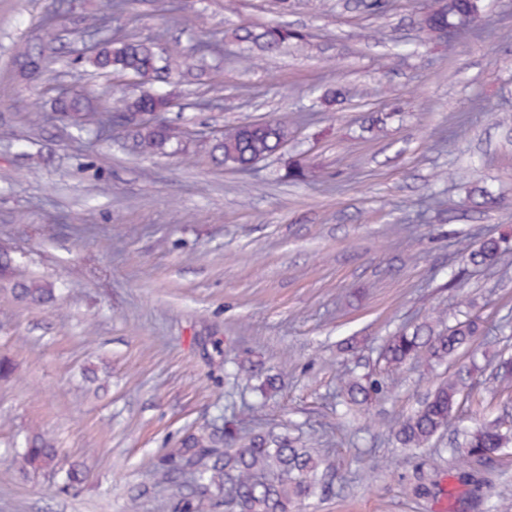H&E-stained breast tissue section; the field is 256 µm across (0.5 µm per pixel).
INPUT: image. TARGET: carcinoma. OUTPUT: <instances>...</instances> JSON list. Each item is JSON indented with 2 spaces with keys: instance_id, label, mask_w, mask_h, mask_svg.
Returning <instances> with one entry per match:
<instances>
[{
  "instance_id": "1",
  "label": "carcinoma",
  "mask_w": 512,
  "mask_h": 512,
  "mask_svg": "<svg viewBox=\"0 0 512 512\" xmlns=\"http://www.w3.org/2000/svg\"><path fill=\"white\" fill-rule=\"evenodd\" d=\"M129 0H106L99 14L84 20L85 27L95 32L102 28L108 14L123 12ZM484 0H448V4L430 8L420 16V29L426 40L453 49L454 43L444 40L450 26H466L478 19L484 11ZM234 38L256 48L263 54H273L291 41L305 38L299 30L278 23L260 27L243 25L236 29ZM202 58L221 53L219 44L199 42L191 48L175 47L165 53L156 50L154 42L134 34L119 38L106 37L85 57L95 70L112 77L135 75L142 78L137 94L121 96L113 105L84 93L65 94L54 98L57 119L79 132L93 131L103 137L112 129L114 117L135 108L148 114L170 111L173 101L164 86L172 76L181 73L191 54ZM56 50L51 41L38 44L23 43L16 48L15 60L22 71L32 61L43 66L55 61ZM135 147L141 155L162 151L173 140L169 125L164 122H146L132 129ZM288 116L272 122H252L231 125L213 138L209 158L217 166L230 167L238 172L250 171L252 162L279 151L288 142ZM471 197L476 207L489 210L497 205V198L486 188L475 185ZM508 239L485 235L474 243L462 244L461 255L473 267H492L500 263L509 250ZM15 296L34 306L50 303L53 289L33 279L17 280L13 284ZM482 329V321L473 317L458 321L440 330L417 326L390 336L382 352L387 370L400 369L409 361L431 367L455 357L467 348ZM495 395L512 394V355L500 354L495 367ZM469 375L461 373L441 380L420 406L398 422L394 438L402 448L419 449L429 444L448 428L468 388ZM384 390V381L374 375H350L343 380L341 393L346 402L366 409ZM463 440L452 454L460 460L482 459L512 442V428L499 419H485L475 427L462 431ZM23 469L64 473L57 487L65 492L82 482L77 466L65 469L59 449L51 439L36 432L29 436L22 453ZM321 451L272 429L239 435L232 420L224 421L223 428L208 426L198 433L181 439L176 447L161 459L159 480L180 477L191 478L189 491L175 502L160 504V512H207L214 493L224 494V512H291L297 502L323 493L330 487L327 469L323 468Z\"/></svg>"
}]
</instances>
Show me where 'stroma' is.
<instances>
[{"instance_id": "1", "label": "stroma", "mask_w": 512, "mask_h": 512, "mask_svg": "<svg viewBox=\"0 0 512 512\" xmlns=\"http://www.w3.org/2000/svg\"><path fill=\"white\" fill-rule=\"evenodd\" d=\"M103 2L0 0V250L57 296L32 307L0 278V359L13 367L0 378V512H158L186 489L156 483L165 451L239 411L246 429L319 441L332 489L293 512H512V447L461 463L455 429L415 451L392 436L474 363L460 415L512 422V398L490 397L495 357L512 353V252L472 268L456 246L512 229V0H486L451 51L422 40L431 0H388L381 17L354 0H135L109 31L161 49L224 44L217 69L189 59L172 85L182 152L152 156L126 129L97 140L56 122L39 94L94 84L75 56ZM269 22L308 39L260 58L232 37ZM50 34L63 72L24 79L16 45ZM330 88L350 95L328 104ZM215 97L221 109H207ZM283 114L296 119L287 146L251 174L211 163L223 127ZM297 164L306 176L288 182ZM475 184L495 208L473 205ZM468 316L484 330L467 350L406 365L368 412L340 415L342 377L380 372L388 336ZM246 357L280 388L264 398L234 375ZM35 431L80 465L78 489L23 471Z\"/></svg>"}]
</instances>
